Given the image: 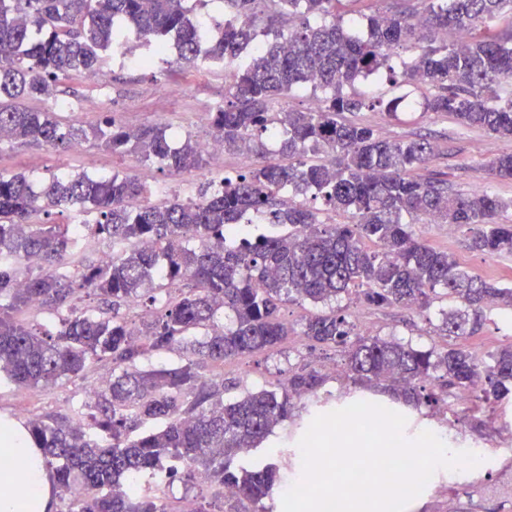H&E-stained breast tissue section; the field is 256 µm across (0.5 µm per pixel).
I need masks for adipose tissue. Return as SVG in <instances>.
I'll use <instances>...</instances> for the list:
<instances>
[{
	"mask_svg": "<svg viewBox=\"0 0 512 512\" xmlns=\"http://www.w3.org/2000/svg\"><path fill=\"white\" fill-rule=\"evenodd\" d=\"M0 512H55L57 489L23 424L0 419Z\"/></svg>",
	"mask_w": 512,
	"mask_h": 512,
	"instance_id": "ef3b65f1",
	"label": "adipose tissue"
}]
</instances>
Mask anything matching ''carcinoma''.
I'll list each match as a JSON object with an SVG mask.
<instances>
[{"label": "carcinoma", "instance_id": "cac0c4a2", "mask_svg": "<svg viewBox=\"0 0 512 512\" xmlns=\"http://www.w3.org/2000/svg\"><path fill=\"white\" fill-rule=\"evenodd\" d=\"M187 0H0V131L9 141L47 149L76 145L78 133L52 111L11 104L49 99L72 72L100 69L101 53L132 29L159 53L177 44V62L192 67L200 53L224 64V109L211 125L224 145L258 151L259 135L281 136L278 157L245 174L213 178L190 200L147 199L128 176L51 175L40 186L25 175L0 173V379L14 388H52L83 377L94 364L112 365V382L92 405L24 423L43 449L57 487L76 492L74 512H171L160 499L126 490L134 476L166 474L193 482L203 475L224 512H259L281 486L277 464L247 469L241 454L273 429L294 420L298 402L316 404L323 375L299 367L274 388L233 400L224 362L272 349L291 336L310 347H339L361 385L387 383L392 400L419 409L467 391L476 403L512 400V344L485 363L461 346L419 350L366 336L339 306L314 314L295 331L279 316L286 301H336L360 290L378 307L426 309L444 296L450 338L474 336L499 309L512 318V287L467 270L454 255L421 242L413 225L453 224L468 249L512 256V224L500 222L512 199L488 190L464 193L440 177L413 176L433 152L425 138L387 141L346 112L375 106L389 113L407 97L372 101L353 91L385 70L406 48L405 82L428 86L422 106L465 128L512 138V0H421L367 17V35L351 34L336 6L344 0H268L278 15H300L283 33L260 27L256 0H224L231 19L217 39L192 19ZM467 34L463 44L440 31ZM273 35L248 61L240 53L259 34ZM312 82L326 97L317 109L271 111L274 99ZM114 153H135L178 172L203 161L199 143L170 139L165 128L126 130L105 117L92 129ZM491 175L512 179V153L490 162ZM352 215L329 224L307 199ZM80 209L93 222L70 224L34 217L54 208ZM88 239L112 243V260L79 256ZM77 293L98 305L71 308L56 334L32 330L16 317L27 309H58ZM145 308L134 320L124 307ZM178 351L180 363L146 368L151 352ZM438 382V390L426 383ZM230 497H224V489Z\"/></svg>", "mask_w": 512, "mask_h": 512}]
</instances>
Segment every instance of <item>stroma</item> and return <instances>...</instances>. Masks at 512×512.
I'll list each match as a JSON object with an SVG mask.
<instances>
[{"label": "stroma", "instance_id": "35a3bbf8", "mask_svg": "<svg viewBox=\"0 0 512 512\" xmlns=\"http://www.w3.org/2000/svg\"><path fill=\"white\" fill-rule=\"evenodd\" d=\"M101 66L108 74L105 87L90 84L84 74L74 73L57 85L54 98L36 101L35 109L56 110V102L69 101L76 104V111H56L58 119L66 125L86 129L109 116L129 129L165 125L172 134L189 135L197 140L212 135L210 115L224 106L226 83L222 64L214 63L208 69L196 71L175 60L157 58L147 69L118 63L107 53ZM160 85L168 86L169 94H156L155 89ZM356 89L370 99L409 92L411 107L400 108L396 114L373 108L352 113L351 119L371 126L381 138L390 141L417 136L428 139L434 151L430 159L416 169V176L428 178L440 173L454 189L463 192L487 189L506 199L512 197V180L493 178L488 171L491 158L512 152L511 139L494 138L484 131L464 128L447 116L423 111L420 88L402 89L392 85L385 74L375 81L357 84ZM91 98L98 100V107L83 110V102ZM257 163L251 153L228 151L220 158L207 157L205 165L198 170L174 172L161 170L159 163L134 154L112 153L91 139L82 141L76 151H53L14 142L0 144V172L9 175L22 173L40 179L51 174L118 172L147 188L162 187L166 197L182 200L196 198L199 188L215 176L244 173ZM418 231L427 244L454 254L471 271L502 280L512 287V258L491 260L470 251L465 232L445 224L422 223ZM346 305L351 316H362L361 333L425 350L444 347L446 340L439 331L442 313L453 308L455 302L447 299L418 311L369 306L353 296L347 299ZM304 365L319 370L325 377V412L354 403L365 394L380 403L388 400L382 388L368 390L353 381L340 351L313 348L297 338L226 363L224 376L236 382V391L241 394L272 387L284 381L289 371ZM111 376V367L99 364L87 377L62 380L48 390L38 387L20 392L2 384L0 417L25 421L66 411L70 405L83 401L89 389ZM406 418L403 433L406 440L415 439L422 431L433 430L457 438L461 447L483 454L478 467L456 471L438 469L406 512H445L451 501L455 502L457 512H512V456L503 452L497 443L500 432L512 425L511 403L472 412L457 407L455 399L451 398L435 409L407 410ZM307 421L308 416L303 413L293 422L277 427L258 448L240 456L239 465L248 467L274 462L280 466L285 483L295 482L298 474L287 467L286 460L297 450ZM157 482V477L145 475L134 479L132 485L146 494L160 492L162 500L177 512H193L207 490L203 484L187 486L176 481L160 491L156 488Z\"/></svg>", "mask_w": 512, "mask_h": 512}]
</instances>
